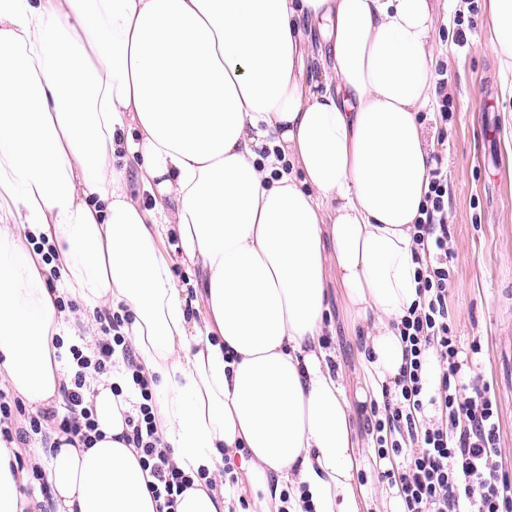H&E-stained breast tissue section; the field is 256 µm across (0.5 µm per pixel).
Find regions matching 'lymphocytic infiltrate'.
Wrapping results in <instances>:
<instances>
[{
  "label": "lymphocytic infiltrate",
  "mask_w": 512,
  "mask_h": 512,
  "mask_svg": "<svg viewBox=\"0 0 512 512\" xmlns=\"http://www.w3.org/2000/svg\"><path fill=\"white\" fill-rule=\"evenodd\" d=\"M421 213L412 240L424 301L412 307L397 326L406 363L395 387H383L380 400L370 406L375 458L391 463L377 478L398 489L404 512H512V475L501 462L498 405L490 384L469 375L464 349L449 320L452 254L448 176L442 167L429 171ZM93 320L97 333L92 340L68 346L74 372L63 390L67 415L52 408L26 413L21 403L10 402L0 389V435L23 445L36 438L45 445L52 443L58 432L89 441L97 422L87 379L123 370L140 393L133 412L125 416L124 439L139 451L142 466L153 478L149 490L164 512H175L178 495L195 480L208 486L237 484L238 475L229 465L194 477L173 463L156 428L153 393L135 360L131 338L121 331L124 316L98 310ZM430 353L441 373L436 387L429 390L422 371Z\"/></svg>",
  "instance_id": "1"
}]
</instances>
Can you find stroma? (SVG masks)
<instances>
[{"instance_id":"1","label":"stroma","mask_w":512,"mask_h":512,"mask_svg":"<svg viewBox=\"0 0 512 512\" xmlns=\"http://www.w3.org/2000/svg\"><path fill=\"white\" fill-rule=\"evenodd\" d=\"M437 4V65L447 71L444 92L452 107L444 143L436 141L434 114H427L423 130L448 170V309L463 347H479L473 365L494 389L504 467L512 473V96L502 92L512 75L500 76L485 0ZM365 335L352 325L340 293H333L326 348L354 401L352 426L359 454L367 458V415L355 400Z\"/></svg>"}]
</instances>
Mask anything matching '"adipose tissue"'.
Returning <instances> with one entry per match:
<instances>
[{"instance_id":"ef3b65f1","label":"adipose tissue","mask_w":512,"mask_h":512,"mask_svg":"<svg viewBox=\"0 0 512 512\" xmlns=\"http://www.w3.org/2000/svg\"><path fill=\"white\" fill-rule=\"evenodd\" d=\"M487 13L511 68L512 0ZM437 23L433 0H0V381L31 409L54 405L70 381L58 299L125 307L180 469L239 459L256 512H280L285 489L290 512L305 493L315 512H370L323 337L335 287L368 329L356 401L394 386V325L418 300ZM310 24L329 44L320 83L305 72ZM31 237L55 244V265ZM178 261L201 270L199 318ZM91 399L93 443L58 434L47 460L0 438V512H35L42 463L56 512H157L121 440L129 403L104 378ZM231 504L198 483L175 512Z\"/></svg>"}]
</instances>
